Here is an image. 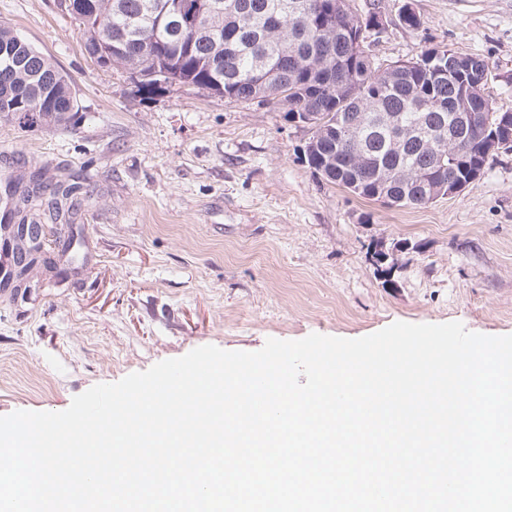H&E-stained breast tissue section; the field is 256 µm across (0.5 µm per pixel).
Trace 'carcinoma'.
I'll list each match as a JSON object with an SVG mask.
<instances>
[{"label": "carcinoma", "mask_w": 512, "mask_h": 512, "mask_svg": "<svg viewBox=\"0 0 512 512\" xmlns=\"http://www.w3.org/2000/svg\"><path fill=\"white\" fill-rule=\"evenodd\" d=\"M179 0H79L84 52L125 70L149 96L192 87L231 102L271 104L283 118L305 114L325 128L304 148L326 182L394 207L431 204L430 187L467 181L492 154L475 132L448 149V115L490 79L489 62L444 81L446 46L411 61L377 60L366 46L368 19L350 4L298 19L297 0H223L197 33L179 41L168 15ZM79 111L65 75L8 26L0 25V117L25 127L58 125Z\"/></svg>", "instance_id": "cac0c4a2"}]
</instances>
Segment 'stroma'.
<instances>
[{"mask_svg": "<svg viewBox=\"0 0 512 512\" xmlns=\"http://www.w3.org/2000/svg\"><path fill=\"white\" fill-rule=\"evenodd\" d=\"M384 26L397 61L445 45L484 56L488 91L512 113V0H350ZM411 9L420 24L401 23ZM50 56L79 111L29 129L0 118V216L8 186L75 184L54 226L52 268L0 295V416L60 412L94 385L214 345L364 337L402 321L512 334V147L451 198L388 207L328 184L309 136L272 107L184 87L151 97L84 54L60 0H0V25ZM382 243L383 280L368 259Z\"/></svg>", "mask_w": 512, "mask_h": 512, "instance_id": "stroma-1", "label": "stroma"}]
</instances>
